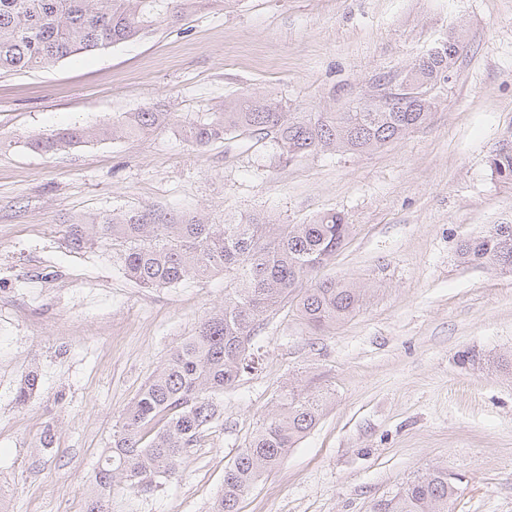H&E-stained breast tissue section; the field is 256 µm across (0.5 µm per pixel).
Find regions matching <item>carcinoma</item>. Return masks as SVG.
Wrapping results in <instances>:
<instances>
[{
  "mask_svg": "<svg viewBox=\"0 0 512 512\" xmlns=\"http://www.w3.org/2000/svg\"><path fill=\"white\" fill-rule=\"evenodd\" d=\"M231 0H0V76L48 69L80 52L101 51L155 31L180 29L194 14ZM457 57L443 49L427 54L402 76L409 86L448 82ZM435 104L415 101L395 108L354 101L318 123L292 116L288 101L272 94L243 93L177 132L196 148L248 132L269 140L290 161L318 152L378 150L422 126ZM171 124V115L152 106L90 130L74 124L41 134L30 145L57 153L92 140L146 135ZM492 173L512 184V147L490 156ZM352 233L335 211L303 224H280L257 215L226 217L215 224L198 215L131 210L67 221L65 236L74 250L102 242L120 247L124 274L142 288H174L190 279L232 277L224 305L204 319L196 333L177 346L163 367L123 411L92 483L83 492L84 512H109L114 477L152 485L177 473L181 458L221 416L224 389L255 369L245 347L267 312L297 295V311L320 330L352 315L363 289L351 281L317 278ZM467 264L512 270V224H496L466 241ZM38 380L29 371L16 391L26 401ZM323 412L322 399L292 392L281 410L263 422L225 472L224 488L211 512H238L240 498L259 476L279 465L290 448L311 430ZM456 486L448 470L437 468L407 481L374 503L372 512H448Z\"/></svg>",
  "mask_w": 512,
  "mask_h": 512,
  "instance_id": "carcinoma-1",
  "label": "carcinoma"
}]
</instances>
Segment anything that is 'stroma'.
<instances>
[{"instance_id":"obj_1","label":"stroma","mask_w":512,"mask_h":512,"mask_svg":"<svg viewBox=\"0 0 512 512\" xmlns=\"http://www.w3.org/2000/svg\"><path fill=\"white\" fill-rule=\"evenodd\" d=\"M465 47L426 124L367 153L288 162L242 134L198 149L173 130L53 155L38 134L157 106L187 121L242 93L339 112L448 36ZM512 143V0H237L43 71L0 78V499L11 512H83L123 410L198 324L224 278L145 289L109 246L68 247L65 222L151 208L301 224L344 214L353 233L319 278L365 288L311 331L293 301L250 344L260 365L225 389L218 425L173 479L116 480L111 512H210L229 463L290 391L325 397L316 425L239 512H371L447 468L452 512H512V272L459 247L512 224L489 167ZM39 373L29 399L16 388ZM54 449L39 451L45 430Z\"/></svg>"}]
</instances>
